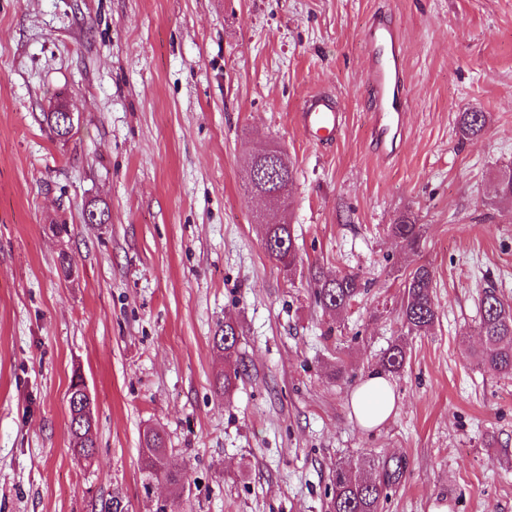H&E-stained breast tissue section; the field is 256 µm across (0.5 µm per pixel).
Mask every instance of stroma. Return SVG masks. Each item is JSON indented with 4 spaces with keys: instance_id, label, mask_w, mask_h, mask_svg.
Segmentation results:
<instances>
[{
    "instance_id": "stroma-1",
    "label": "stroma",
    "mask_w": 512,
    "mask_h": 512,
    "mask_svg": "<svg viewBox=\"0 0 512 512\" xmlns=\"http://www.w3.org/2000/svg\"><path fill=\"white\" fill-rule=\"evenodd\" d=\"M377 13L409 75L390 157L365 91ZM317 93L344 112L328 146L300 122ZM59 102L75 114L65 141L43 118ZM475 111L489 123L462 139ZM268 143L294 167L285 210L245 188ZM509 169L512 0H0V512H101L116 493L152 512L170 490L143 485L149 430L189 472L181 512H327L337 463L365 456L407 463L382 512H512V377L473 356L482 288L512 301ZM91 204L108 223L86 222ZM260 212L290 224L293 278ZM404 215L422 226L414 251L390 234ZM421 264L438 318L415 336L399 306ZM339 272L370 288L338 315L312 277ZM228 315L247 372L227 400L213 336ZM401 337L395 410L366 430L350 396ZM76 373L88 460L68 431ZM488 123V115L484 112H463L458 121L459 134L462 138L472 139L480 136ZM84 382V389H83V396H82V404L84 406L83 409V415L84 418H88L92 413V406H93V399L92 394L90 392V389L86 382L83 380L82 376L79 374H75L69 385L68 389V415H69V431L73 440V448H71L73 454L83 457L85 459H89L93 455V448H95V441L91 437H87L84 439L85 435L88 433L87 428H83L80 426V421H77V418L75 416V413L80 412V409H77L78 406L74 404V400L77 404H79V401L75 396L79 392V387ZM80 406V404H79ZM78 430H80V435L83 437H80L78 435Z\"/></svg>"
}]
</instances>
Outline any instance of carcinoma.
Returning <instances> with one entry per match:
<instances>
[{
	"label": "carcinoma",
	"instance_id": "carcinoma-1",
	"mask_svg": "<svg viewBox=\"0 0 512 512\" xmlns=\"http://www.w3.org/2000/svg\"><path fill=\"white\" fill-rule=\"evenodd\" d=\"M488 123L484 112H463L458 121L459 134L465 139L480 136ZM277 182L264 188L266 192H277L272 199L277 207L286 206L288 187L294 180L291 163L280 167ZM391 235L413 249L421 238V225L408 217L390 225ZM262 243L268 257L291 272L297 261L295 235L291 225H263ZM402 299L399 316L407 332L424 335L437 320V307L434 301V274L426 265L414 267L402 284ZM365 291L359 275L338 273L331 278L314 279L316 300L326 309L339 312L350 306L355 298ZM478 332L482 345L475 353L479 364L497 374L512 376V306L498 290L492 286L483 289L479 298ZM240 327L232 318L224 319L215 332L214 345L224 351V378L217 390L224 394V400L231 398L237 383L242 379L243 370L238 361V340ZM406 361V347L402 343L392 344L378 361L379 370L397 373ZM83 384L81 375L72 377L68 389L69 431L73 440V454L89 459L93 455L95 441L87 436L88 429L80 426L74 404L79 387ZM146 458L142 466L144 482L161 479L170 485L175 496L189 484L188 473L173 467L168 462L165 440L158 433L145 435ZM405 473V463L401 459L378 461L371 457L362 459L358 471L344 466H336L333 474L332 497L329 512H381L387 491Z\"/></svg>",
	"mask_w": 512,
	"mask_h": 512
}]
</instances>
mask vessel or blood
I'll list each match as a JSON object with an SVG mask.
<instances>
[{
  "label": "vessel or blood",
  "instance_id": "vessel-or-blood-1",
  "mask_svg": "<svg viewBox=\"0 0 512 512\" xmlns=\"http://www.w3.org/2000/svg\"><path fill=\"white\" fill-rule=\"evenodd\" d=\"M369 52L367 91L372 100V135L377 147L392 153L401 134L410 98L403 41L394 24L375 18L365 32ZM305 131L316 141L333 139L341 128L336 100L327 94L309 99L301 110Z\"/></svg>",
  "mask_w": 512,
  "mask_h": 512
}]
</instances>
